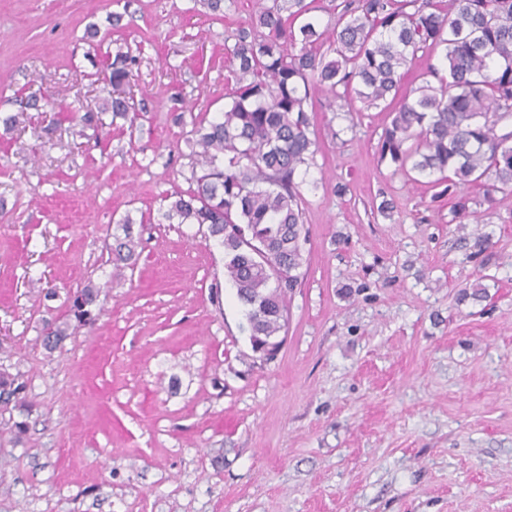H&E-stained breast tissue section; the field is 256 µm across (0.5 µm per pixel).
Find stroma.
<instances>
[{
	"mask_svg": "<svg viewBox=\"0 0 512 512\" xmlns=\"http://www.w3.org/2000/svg\"><path fill=\"white\" fill-rule=\"evenodd\" d=\"M254 10L0 0V113L48 101L0 144V368L29 405L25 435L0 425V512H512V203L395 170L383 108L334 117L314 95L305 279L269 362L223 248L165 219L194 167L176 116L229 103L226 48ZM117 41L138 118L80 131ZM461 197L481 223L454 219ZM126 215L132 270L104 249ZM89 279L97 325L46 351L42 319ZM477 281L485 298L462 299Z\"/></svg>",
	"mask_w": 512,
	"mask_h": 512,
	"instance_id": "1",
	"label": "stroma"
}]
</instances>
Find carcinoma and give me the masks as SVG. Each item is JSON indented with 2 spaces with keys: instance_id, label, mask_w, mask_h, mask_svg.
Returning <instances> with one entry per match:
<instances>
[{
  "instance_id": "cac0c4a2",
  "label": "carcinoma",
  "mask_w": 512,
  "mask_h": 512,
  "mask_svg": "<svg viewBox=\"0 0 512 512\" xmlns=\"http://www.w3.org/2000/svg\"><path fill=\"white\" fill-rule=\"evenodd\" d=\"M310 0H265L229 49L235 87L219 115L192 117L185 144L194 158L192 187L166 197L165 218L196 224L224 248V276L245 310L252 346L279 335L286 298L304 279L301 187L318 151L312 93L327 111L353 112L386 104L390 122L380 159L421 175L438 173L448 186L484 182L487 201L512 197V0H355L326 24L310 16ZM334 57L327 58L322 51ZM439 50L442 68L413 94L400 95L415 54ZM137 59L117 48L109 64L112 92L82 127H104L103 115L134 122L123 87ZM343 88L338 92L337 88ZM454 218L482 223L469 200ZM131 216L116 222L107 262L134 269L139 240ZM100 289L92 282L65 301L62 318L46 321L53 352L70 327H94ZM25 382L0 370V410L22 405Z\"/></svg>"
}]
</instances>
